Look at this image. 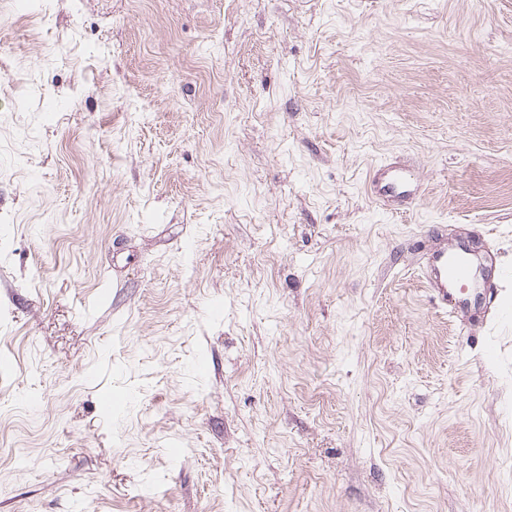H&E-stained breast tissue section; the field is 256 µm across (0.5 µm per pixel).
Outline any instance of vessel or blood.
<instances>
[{"label":"vessel or blood","mask_w":512,"mask_h":512,"mask_svg":"<svg viewBox=\"0 0 512 512\" xmlns=\"http://www.w3.org/2000/svg\"><path fill=\"white\" fill-rule=\"evenodd\" d=\"M370 192L375 199L407 195L414 182L411 171L387 164L369 173ZM496 255L491 247L473 249L465 242L431 249L419 262V271L437 309L466 321L469 334L491 329L500 315L493 309L501 290L491 284Z\"/></svg>","instance_id":"1"}]
</instances>
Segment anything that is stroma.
<instances>
[{
  "label": "stroma",
  "mask_w": 512,
  "mask_h": 512,
  "mask_svg": "<svg viewBox=\"0 0 512 512\" xmlns=\"http://www.w3.org/2000/svg\"><path fill=\"white\" fill-rule=\"evenodd\" d=\"M0 512H512V0H0ZM370 192L376 200L392 196H405L414 182L411 171L389 164L373 167L369 173ZM496 255L488 245L471 249L465 241L431 249L419 261V271L437 309L454 320H467L470 335L491 329L501 313L488 304L502 288L490 284Z\"/></svg>",
  "instance_id": "35a3bbf8"
}]
</instances>
